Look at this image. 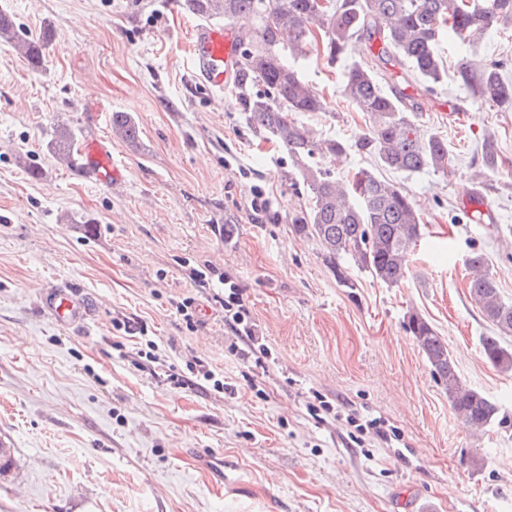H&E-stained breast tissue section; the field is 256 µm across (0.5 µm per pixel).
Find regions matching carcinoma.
Segmentation results:
<instances>
[{
	"instance_id": "obj_1",
	"label": "carcinoma",
	"mask_w": 512,
	"mask_h": 512,
	"mask_svg": "<svg viewBox=\"0 0 512 512\" xmlns=\"http://www.w3.org/2000/svg\"><path fill=\"white\" fill-rule=\"evenodd\" d=\"M187 6L204 19H253L252 26L239 30L235 88L246 123L287 152L307 187L309 206L291 218L290 231L318 244L346 288L356 287L343 266L346 258L379 282L402 283L421 236L420 213L408 193L384 180L379 170H446L448 142L438 134L425 142L415 137L418 100L396 83L383 87L373 67L358 61L344 74V95L369 116L370 128L351 142L315 137L289 113L318 112L323 98L290 59L306 56L307 47L314 45L335 62L352 41L363 40L372 58L399 67L404 81L413 77L430 92L445 73L440 50L444 34L451 32L462 45L472 47L498 23L512 22V0H187ZM377 40L380 47L375 52ZM49 41L46 31L36 37L20 33L11 16L0 11V42L15 48L33 67L43 64ZM459 76L479 100L512 105V82L503 79L497 65L476 77L461 68ZM258 86L263 91H256ZM112 132L133 142L139 127L132 115L115 112ZM73 144L74 133L66 127L49 141L57 161L65 164L71 161ZM349 148L373 156L375 167L362 168L340 181L315 162L318 156H334ZM468 266L470 298L494 328V335L481 339L483 354L494 367L512 371V346L503 342L512 336V304L503 300L483 253H472ZM409 329L432 375L448 392L453 411L466 424L483 430L508 423L495 402L463 383L448 343L431 323L413 314Z\"/></svg>"
}]
</instances>
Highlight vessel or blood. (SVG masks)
<instances>
[{
	"label": "vessel or blood",
	"mask_w": 512,
	"mask_h": 512,
	"mask_svg": "<svg viewBox=\"0 0 512 512\" xmlns=\"http://www.w3.org/2000/svg\"><path fill=\"white\" fill-rule=\"evenodd\" d=\"M189 48L191 64L199 79L223 89L238 59L237 33L221 24H203L191 36ZM43 306L56 323L64 326L83 323L90 314L84 299L66 287L46 294Z\"/></svg>",
	"instance_id": "1"
}]
</instances>
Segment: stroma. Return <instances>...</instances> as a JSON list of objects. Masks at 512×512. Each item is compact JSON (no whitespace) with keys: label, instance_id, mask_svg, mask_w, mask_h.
Masks as SVG:
<instances>
[{"label":"stroma","instance_id":"stroma-1","mask_svg":"<svg viewBox=\"0 0 512 512\" xmlns=\"http://www.w3.org/2000/svg\"><path fill=\"white\" fill-rule=\"evenodd\" d=\"M0 10L22 33H51L37 69L0 42V435L13 458L0 512H512V427L465 426L407 327L411 314L427 319L463 381L512 415V372L483 356L492 329L467 265L484 253L512 303V109L482 103L458 77L477 57L512 81V24L472 51L446 36L442 85L407 87L422 104L416 131L448 141V170L386 172L415 201L422 237L403 283L351 264L345 288L318 246L288 230L309 196L287 154L249 127L233 84L195 78L198 16L169 0ZM367 57L356 42L336 63L296 59L325 105L295 120L320 138L365 132L342 80ZM114 112L134 116L137 142L113 134ZM60 125L103 144L119 180L59 163L46 145ZM254 185L274 217L250 211ZM481 199L495 220H472ZM226 278L253 340L224 320ZM63 283L92 301L85 327L42 310ZM200 368L212 380L193 379ZM372 418L396 439L366 428ZM215 454L220 476L199 463Z\"/></svg>","mask_w":512,"mask_h":512}]
</instances>
